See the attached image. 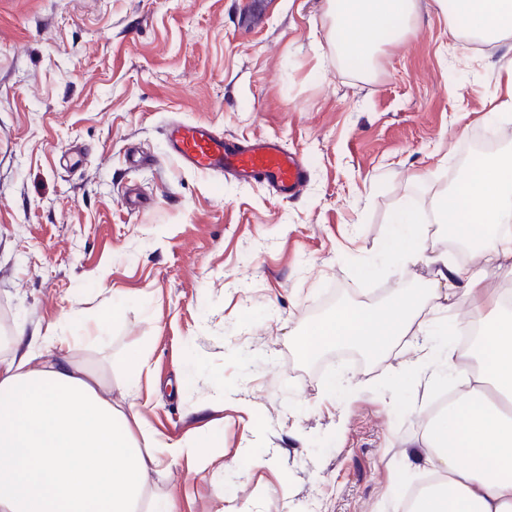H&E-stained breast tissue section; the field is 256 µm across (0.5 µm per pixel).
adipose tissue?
Returning a JSON list of instances; mask_svg holds the SVG:
<instances>
[{
	"mask_svg": "<svg viewBox=\"0 0 512 512\" xmlns=\"http://www.w3.org/2000/svg\"><path fill=\"white\" fill-rule=\"evenodd\" d=\"M449 18H463L471 37L495 43L512 33V0H438ZM416 0H329L328 13L345 54H367L369 37L398 40ZM438 210L477 256L512 265V160L473 168ZM436 277L418 294L399 289L379 309L343 306L297 336L305 360L327 349L354 347L379 358L410 333L419 305L473 300L466 323H478L474 387L429 418L421 445L437 485L396 512H512V304L487 288L479 264L435 260ZM54 358L0 355V512H139L149 473L161 456L200 462L199 446L221 441L210 431L171 445L143 443L132 426L137 402L120 408L105 398L102 377L69 356L71 339L46 336Z\"/></svg>",
	"mask_w": 512,
	"mask_h": 512,
	"instance_id": "obj_1",
	"label": "adipose tissue"
}]
</instances>
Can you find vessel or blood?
<instances>
[{
	"label": "vessel or blood",
	"mask_w": 512,
	"mask_h": 512,
	"mask_svg": "<svg viewBox=\"0 0 512 512\" xmlns=\"http://www.w3.org/2000/svg\"><path fill=\"white\" fill-rule=\"evenodd\" d=\"M170 153L186 168L254 181L283 200L300 195L309 169L298 154L278 139H240L225 135L209 123L170 121L166 128Z\"/></svg>",
	"instance_id": "obj_1"
}]
</instances>
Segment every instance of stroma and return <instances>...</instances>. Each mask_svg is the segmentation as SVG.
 Masks as SVG:
<instances>
[{
	"label": "stroma",
	"mask_w": 512,
	"mask_h": 512,
	"mask_svg": "<svg viewBox=\"0 0 512 512\" xmlns=\"http://www.w3.org/2000/svg\"><path fill=\"white\" fill-rule=\"evenodd\" d=\"M0 0V326L77 335L121 302L74 361L97 365L124 403L134 361L148 430L174 443L223 429L222 480L185 460L151 472L147 499L181 512H381L425 479L417 442L456 381L420 346L453 338L429 318L375 360L351 347L301 359L294 339L341 304L379 307L417 291L435 256L473 259L427 218L486 131L512 158V86L487 44L435 0L363 66L336 52L326 0ZM278 139L305 159L295 199L183 167L171 119ZM144 161L131 165L133 153ZM141 204L130 209L128 195ZM411 216L426 246L406 266L385 251ZM224 498L216 500L215 484Z\"/></svg>",
	"instance_id": "35a3bbf8"
}]
</instances>
